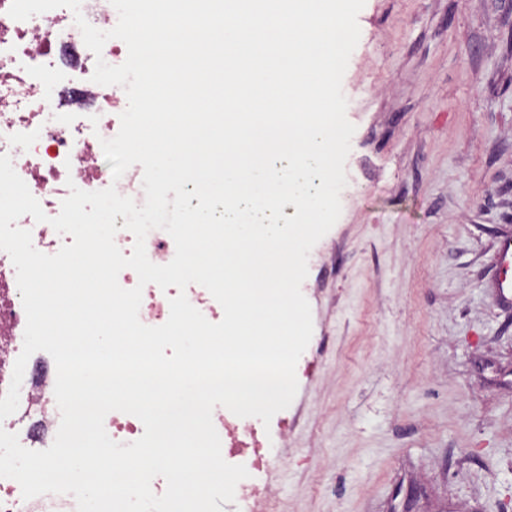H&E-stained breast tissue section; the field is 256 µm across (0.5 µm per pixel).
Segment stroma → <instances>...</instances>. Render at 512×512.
I'll list each match as a JSON object with an SVG mask.
<instances>
[{
    "label": "stroma",
    "mask_w": 512,
    "mask_h": 512,
    "mask_svg": "<svg viewBox=\"0 0 512 512\" xmlns=\"http://www.w3.org/2000/svg\"><path fill=\"white\" fill-rule=\"evenodd\" d=\"M342 211L301 290L320 370L270 512H512V0H366ZM500 271L497 286L503 294H512V239L506 237L499 244Z\"/></svg>",
    "instance_id": "obj_1"
}]
</instances>
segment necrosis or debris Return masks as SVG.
Instances as JSON below:
<instances>
[{
  "mask_svg": "<svg viewBox=\"0 0 512 512\" xmlns=\"http://www.w3.org/2000/svg\"><path fill=\"white\" fill-rule=\"evenodd\" d=\"M10 5L11 0H0V154L11 156L48 217L39 223L25 215L18 227L30 230L37 250L52 255L73 241L49 223L71 186L85 191L113 186L140 205L143 170L133 165L116 180L104 165L101 142L120 129V100L113 87L92 82L97 56L85 46L73 12L60 7L17 21L8 14ZM25 326L16 270L0 251V395L10 385ZM55 381L53 358L38 352L24 373L17 411L0 421V428L17 434L25 448L46 449L56 436L61 414ZM212 418L225 461L244 465L249 473L236 487L230 512H269L273 493L267 474L280 461L287 411L276 413L267 426L220 405ZM0 512H77V504L69 494L23 498L17 481L0 478Z\"/></svg>",
  "mask_w": 512,
  "mask_h": 512,
  "instance_id": "obj_1",
  "label": "necrosis or debris"
}]
</instances>
